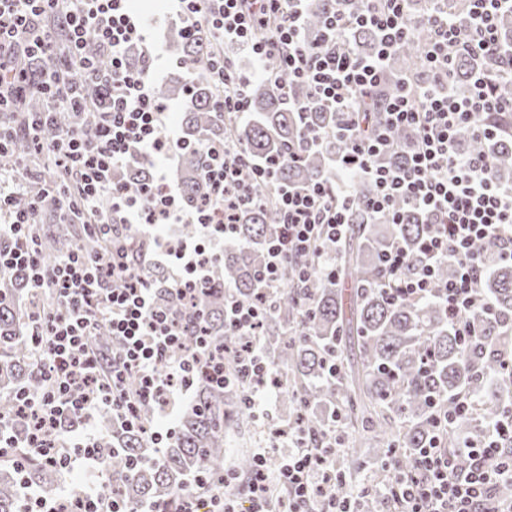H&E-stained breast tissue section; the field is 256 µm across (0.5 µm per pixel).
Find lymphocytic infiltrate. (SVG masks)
<instances>
[{
    "mask_svg": "<svg viewBox=\"0 0 512 512\" xmlns=\"http://www.w3.org/2000/svg\"><path fill=\"white\" fill-rule=\"evenodd\" d=\"M173 0L187 28L205 24L230 51L244 50L257 66V77L268 81L286 69L293 82L309 90L298 110L323 104L348 114L339 129L345 149L336 158L338 170L370 180L371 196L358 197L343 184L316 182L304 189L279 191L280 229L269 242L260 279L266 288L280 284V270L289 255L306 254L322 238L341 237L352 209L398 218L400 204L417 210L426 223L439 224L443 233H427L419 256L396 245L387 250L383 265L399 277L396 297L414 300L426 296L435 283L439 265H454L455 274L441 288L448 318L462 344H470L476 328L470 311L479 304L476 286L486 264L478 244L494 247L500 261L512 264V185L501 184L492 156H459L457 136L468 131L482 138L495 134L484 121L491 112H511L512 97L498 93L499 75L475 77L465 92L450 88L455 54L492 58L500 51L497 18L512 12V0H470V19L461 22L448 9V0H430L423 20L427 31L424 70L420 78H402L385 99L386 124L374 125L368 113L357 111L359 97L370 95L384 77V62L410 40L415 25L408 0H364L359 13H351L346 0L324 19L321 34L308 40L305 15L309 0ZM359 28L372 31L378 52L360 57L350 41ZM94 34L99 62L85 54V36ZM149 46V26L134 14L128 0H0V76L8 75L14 94L41 92L48 99L37 124L45 137L42 148L59 152L76 178L75 188H59L62 214L76 217L96 210L107 201V212L91 233L113 237L117 225L186 224L200 227V241L188 245L178 239L154 237L156 265L171 273L182 297L193 296L206 282L203 259L216 251L225 227L236 223L239 211L253 204L251 182L269 179L271 168L253 164L233 143L209 147L207 177L214 188L211 205L186 214L178 194L166 184L164 164L182 145L166 131L163 106L153 94L151 61L130 65L131 47ZM41 53L53 70L79 65L90 84L99 87L94 99L67 83L47 84L42 77L16 69L21 54ZM224 85L225 111L245 116L254 78L218 65L212 70ZM71 108L76 116L90 118L96 128L85 138L79 128L58 130L56 106ZM398 127L415 130L416 139L406 165L392 169L377 165L376 157L390 145V132ZM144 157L153 163L154 179L139 194H129L116 174L131 160ZM11 197L0 192V213L10 212L0 224V235H10L18 245L0 255V270L28 271L38 290L60 297L66 304L61 315L40 317L36 333L46 339L38 348L36 368L50 381L47 390L23 398L22 408L31 420L27 446L32 455L66 469L83 464L85 480L75 490H60L46 500L27 489L18 512H125L117 500L106 499L101 476L105 461L96 448L98 435L93 415L109 407L123 424L134 416L126 410L125 375L138 381L140 399L167 405L176 387H189V373L199 353L181 352L182 329L157 296L153 279L135 270L122 247L107 257L88 260L78 253L65 254L52 268L39 264L27 235L29 217L11 213ZM104 321L121 342L118 371L105 378L88 347L94 320ZM80 417L84 434L69 438L64 447L52 439L64 416ZM292 446L283 459L278 479L288 487L287 512H335L330 489L338 476L328 455L303 445L301 432L289 434ZM468 472H460L454 457L433 440L421 449L419 473H401L388 485L389 495L402 504V512H512V502L496 499L498 482H512V413L496 421L490 435L469 441Z\"/></svg>",
    "mask_w": 512,
    "mask_h": 512,
    "instance_id": "obj_1",
    "label": "lymphocytic infiltrate"
}]
</instances>
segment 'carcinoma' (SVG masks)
Here are the masks:
<instances>
[{"mask_svg": "<svg viewBox=\"0 0 512 512\" xmlns=\"http://www.w3.org/2000/svg\"><path fill=\"white\" fill-rule=\"evenodd\" d=\"M334 7V0H312L308 9V31L316 34L323 16ZM505 56H512V15L499 23ZM423 33L394 53L386 63L391 79L386 90L394 87L392 79L402 74L419 76L423 72L420 45ZM355 49L364 56L375 50V36L366 29L353 35ZM168 51L182 75L167 78L154 87L158 103L182 104V137L185 147L177 150L180 172L181 203L190 214L213 199L206 177L209 166L207 147L215 141L235 139L255 161L275 165V185L258 182L252 188L257 203L243 209L230 236L224 240L221 257L210 264L205 287L193 298L179 299L176 287L164 278H155L160 301L182 316V344L192 350L198 338L206 339L212 351L224 347L239 348L248 343L259 346L272 366L265 383L291 403L298 413V423L306 444L326 448L334 455L336 447L325 442L323 430L338 422L353 431L350 441L355 451L361 449L377 458L390 452L397 442L409 450L400 468L410 471L419 451L429 446L435 432L432 401L443 410H453L454 400L465 395L480 406L490 421L498 420L506 409L504 385L496 387L500 370L498 352L512 346L505 333V323L512 320V265L498 261L495 250L477 246L486 263V274L477 285V294L489 301L498 319L489 318L476 308L470 320L479 331L477 340L463 349L448 321V309L440 292L432 291L414 302L391 298L394 282L388 281L380 256L394 244L413 255L427 225L409 206H401L404 223L394 224L384 216H372L361 209L350 214L346 234L339 241L321 240L317 250L297 256L284 264L280 288L274 291L269 311L253 336H239L225 321L227 289L234 297L250 302L262 292L259 271L267 245L279 223L275 187H302L320 180L336 178L332 163L345 143L333 138L320 148H308L301 160H288L290 153L304 144L306 132L343 123L344 115L313 107L298 112L292 102L308 98L305 87L288 80L284 73L276 83L262 82L251 95L249 117L243 121L226 114L215 105L220 85L211 77L209 64L224 55V43L206 26L188 33L179 28L169 38ZM486 64L468 56L455 60L451 89L467 87ZM20 111L4 115V125L15 127L8 157L30 161L38 159L37 183L12 195L11 210L33 211L30 245L46 268L69 252L78 251L97 258L112 251V240L90 233L86 224L100 214L88 213L82 224L57 223L61 200L49 191L55 186H73V175L49 153L37 155L34 141L39 130L32 125L37 113L46 108L40 93L18 100ZM56 125L65 131L80 125L84 137L95 129L64 108L56 111ZM487 123L500 128L492 138H477L469 132L458 137L463 156L492 155L497 161V176L512 183V114L491 112ZM414 133L399 130L392 136L390 149L381 161L393 166L406 162ZM152 163L134 160L117 175V180L138 194L150 183ZM115 239L127 248L129 258L143 271L151 267V240L140 227L127 226L116 231ZM339 255L343 264L338 277H330L323 258ZM60 301L51 294L31 287L23 270L0 272V422L18 444L0 454V512H17L23 487H36L46 498L56 496L59 469L37 457L23 458L30 430V419L20 411V395L36 393L46 385L45 377L35 371L32 334L36 314H56ZM356 337L360 368L357 374L346 370L344 361L351 337ZM91 350L97 354L104 373L112 375L114 356L120 342L107 325L98 321L93 327ZM337 363L336 375L329 367ZM228 381H211L205 363L192 374L193 394L179 412L175 429L157 451L148 426L155 404L136 396L137 381L127 380L128 398L135 403L138 423L121 424L112 412L98 420L106 467L102 477L105 497L120 499L127 512H141L155 506L159 512H182L185 495L190 494L200 506L210 501L214 491L224 488V454L227 433L240 427L248 411V383L237 377L236 357L226 354ZM468 416H458L448 433L446 448L457 453L461 468L469 465L467 453L458 451L464 437L476 439L481 432H471Z\"/></svg>", "mask_w": 512, "mask_h": 512, "instance_id": "carcinoma-1", "label": "carcinoma"}]
</instances>
